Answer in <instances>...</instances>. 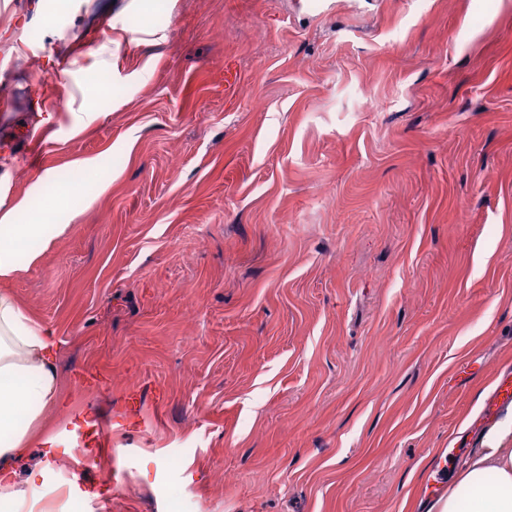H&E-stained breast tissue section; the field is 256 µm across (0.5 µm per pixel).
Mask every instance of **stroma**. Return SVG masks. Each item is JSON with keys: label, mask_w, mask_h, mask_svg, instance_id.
<instances>
[{"label": "stroma", "mask_w": 512, "mask_h": 512, "mask_svg": "<svg viewBox=\"0 0 512 512\" xmlns=\"http://www.w3.org/2000/svg\"><path fill=\"white\" fill-rule=\"evenodd\" d=\"M29 83L61 104L0 197L67 230L5 288L59 343L46 427L112 442L78 483L28 449L33 512H422L512 363V0H0L13 121Z\"/></svg>", "instance_id": "1"}]
</instances>
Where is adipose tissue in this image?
<instances>
[{"instance_id": "adipose-tissue-1", "label": "adipose tissue", "mask_w": 512, "mask_h": 512, "mask_svg": "<svg viewBox=\"0 0 512 512\" xmlns=\"http://www.w3.org/2000/svg\"><path fill=\"white\" fill-rule=\"evenodd\" d=\"M26 201L0 214V278L19 269L17 248L29 241L50 247L65 225L26 222ZM59 344L37 325L13 298L0 292V461H13L32 444L55 448L59 434L44 430L43 412L60 403L55 355ZM512 434V412L490 428L491 438L459 470L444 496L427 512H512V448L500 447L495 437Z\"/></svg>"}]
</instances>
